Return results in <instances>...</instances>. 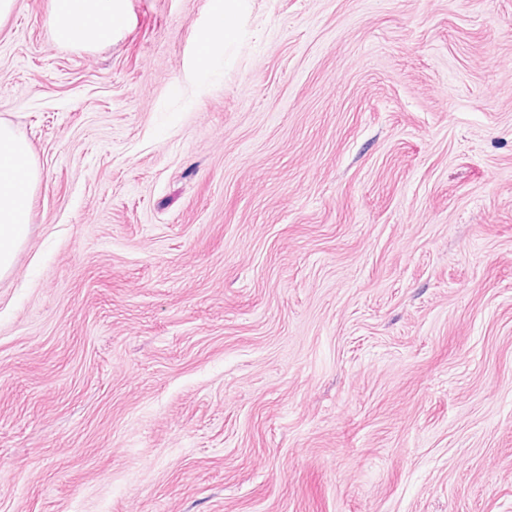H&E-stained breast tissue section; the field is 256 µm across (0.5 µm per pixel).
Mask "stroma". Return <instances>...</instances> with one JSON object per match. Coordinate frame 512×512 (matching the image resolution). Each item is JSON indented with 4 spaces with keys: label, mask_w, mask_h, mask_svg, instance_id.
Masks as SVG:
<instances>
[{
    "label": "stroma",
    "mask_w": 512,
    "mask_h": 512,
    "mask_svg": "<svg viewBox=\"0 0 512 512\" xmlns=\"http://www.w3.org/2000/svg\"><path fill=\"white\" fill-rule=\"evenodd\" d=\"M233 7L0 21V512H512V0ZM122 6L123 0H51L50 21L62 42H108L112 40ZM233 18L235 20V26L231 28H225L223 24V18ZM236 16L235 14L227 9H224V13L220 12L217 14L215 21L212 23L211 28L208 32H206L202 37V44L207 52L211 51V47L220 41H223L224 35L229 36L233 34L236 30ZM37 177L28 144L0 121V277L11 271L28 236Z\"/></svg>",
    "instance_id": "35a3bbf8"
}]
</instances>
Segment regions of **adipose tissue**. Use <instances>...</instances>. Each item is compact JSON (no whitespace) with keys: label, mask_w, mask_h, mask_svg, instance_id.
I'll use <instances>...</instances> for the list:
<instances>
[{"label":"adipose tissue","mask_w":512,"mask_h":512,"mask_svg":"<svg viewBox=\"0 0 512 512\" xmlns=\"http://www.w3.org/2000/svg\"><path fill=\"white\" fill-rule=\"evenodd\" d=\"M122 6L123 0H50V21L62 42H108ZM37 177L28 144L0 122V277L11 271L28 236Z\"/></svg>","instance_id":"1"}]
</instances>
